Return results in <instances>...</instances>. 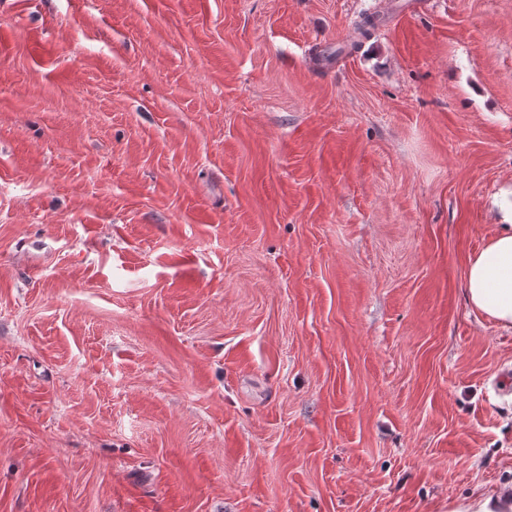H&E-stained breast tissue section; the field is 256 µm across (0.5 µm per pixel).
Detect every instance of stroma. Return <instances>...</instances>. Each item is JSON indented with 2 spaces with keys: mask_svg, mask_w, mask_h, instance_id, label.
Segmentation results:
<instances>
[{
  "mask_svg": "<svg viewBox=\"0 0 512 512\" xmlns=\"http://www.w3.org/2000/svg\"><path fill=\"white\" fill-rule=\"evenodd\" d=\"M509 189L512 0H0V512L512 480ZM503 222L480 251L467 257L465 294L473 310L512 329V198Z\"/></svg>",
  "mask_w": 512,
  "mask_h": 512,
  "instance_id": "stroma-1",
  "label": "stroma"
}]
</instances>
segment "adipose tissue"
I'll use <instances>...</instances> for the list:
<instances>
[{
	"label": "adipose tissue",
	"mask_w": 512,
	"mask_h": 512,
	"mask_svg": "<svg viewBox=\"0 0 512 512\" xmlns=\"http://www.w3.org/2000/svg\"><path fill=\"white\" fill-rule=\"evenodd\" d=\"M465 294L473 310L512 329V204L484 247L468 256Z\"/></svg>",
	"instance_id": "obj_1"
}]
</instances>
